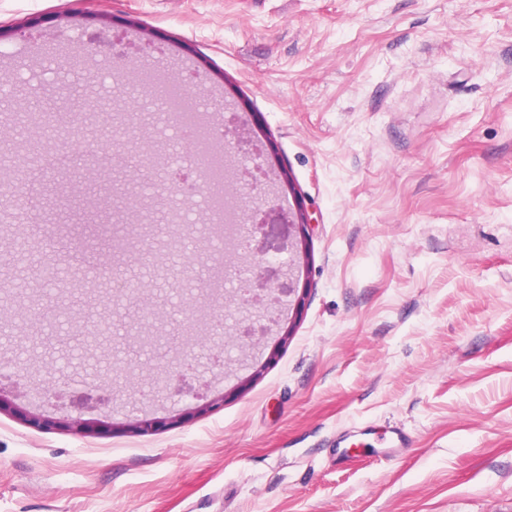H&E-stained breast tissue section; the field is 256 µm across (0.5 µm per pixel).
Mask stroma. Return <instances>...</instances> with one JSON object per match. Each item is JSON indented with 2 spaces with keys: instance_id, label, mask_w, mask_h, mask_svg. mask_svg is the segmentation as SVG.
I'll use <instances>...</instances> for the list:
<instances>
[{
  "instance_id": "obj_1",
  "label": "stroma",
  "mask_w": 512,
  "mask_h": 512,
  "mask_svg": "<svg viewBox=\"0 0 512 512\" xmlns=\"http://www.w3.org/2000/svg\"><path fill=\"white\" fill-rule=\"evenodd\" d=\"M96 33L204 89L211 146L241 143L233 170L261 163L281 207L304 198L315 226L293 273L307 295L248 359L231 316L198 318L185 348L144 358L110 433L1 412L0 512H512V0H0V122L14 128L0 165L35 139L14 116L46 87L60 104L135 101L114 120L119 152L162 141L195 176L152 118L156 92L110 78L108 52L79 53ZM76 179L80 204L104 209L127 186L119 171ZM140 232L157 262L128 272L167 304L138 331L166 336L226 256ZM84 279L42 288L49 323ZM31 292L16 262L0 353L22 370L0 387L54 422L125 366L102 346L31 340ZM217 340L232 371L208 388ZM188 354L192 393L156 402L152 434L126 430L139 390ZM30 369L57 396L38 398ZM394 426L409 447L387 448Z\"/></svg>"
}]
</instances>
